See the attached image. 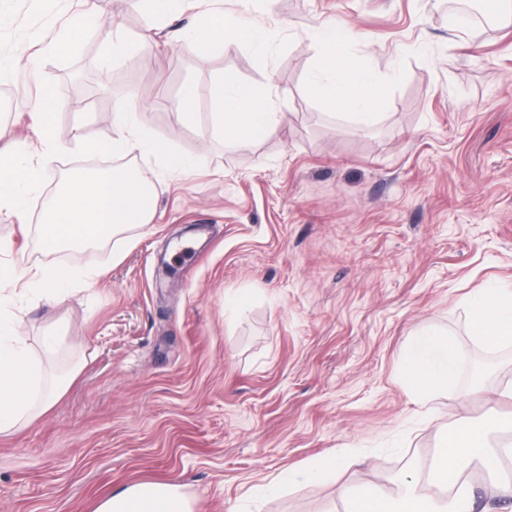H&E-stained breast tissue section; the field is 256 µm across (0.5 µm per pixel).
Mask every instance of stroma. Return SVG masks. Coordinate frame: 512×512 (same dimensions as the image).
<instances>
[{"label": "stroma", "instance_id": "1", "mask_svg": "<svg viewBox=\"0 0 512 512\" xmlns=\"http://www.w3.org/2000/svg\"><path fill=\"white\" fill-rule=\"evenodd\" d=\"M448 0H273L255 23L274 31L267 56L244 46L179 41L137 0H119L68 54H43L86 0H0V148L37 143L24 107L55 82V141L37 193L78 169L75 134L110 135L109 115L135 94L141 117L192 171L128 158L160 195L150 224L73 252L45 253L39 217L0 210V260L98 270L63 302L19 296L34 354L76 371L68 392L0 438V512H92L129 485L176 484L200 512H345L346 490L426 484L440 438L486 412L512 416V343L486 349L469 328L480 288L512 286V20L448 30ZM347 27L352 60L377 75L399 66L384 114L352 123L307 89L310 34ZM123 36L128 51L102 72ZM266 84L283 121L257 140L209 131L169 109L185 83ZM176 271L163 275L162 264ZM448 336L458 377L428 407L402 376L410 336ZM333 448L356 458L303 479Z\"/></svg>", "mask_w": 512, "mask_h": 512}]
</instances>
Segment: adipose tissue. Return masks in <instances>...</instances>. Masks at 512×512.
<instances>
[{
  "label": "adipose tissue",
  "mask_w": 512,
  "mask_h": 512,
  "mask_svg": "<svg viewBox=\"0 0 512 512\" xmlns=\"http://www.w3.org/2000/svg\"><path fill=\"white\" fill-rule=\"evenodd\" d=\"M203 9L180 33L187 43L206 42L222 45L245 43L259 54L265 53L269 40L258 27L253 14L267 7L270 0H241L243 8L227 14L208 7ZM105 11L99 7L71 16L55 39L47 46L50 53L70 52L91 29L101 23ZM311 38L319 57L309 73L310 94L326 109L339 116L355 119L379 116L388 104L386 88L399 76L398 70L378 77L348 58L350 31L340 25L317 27ZM206 95L211 106L210 125L214 136L249 140L274 133L282 122L276 112L272 91L267 86H243L215 78ZM135 97L117 104L111 116L112 134L98 141L95 151L134 156L143 161H162L167 170L185 172L193 159L170 151L138 118ZM89 272L65 267H42L30 276L29 284L38 297L48 302L65 298L73 281L89 279ZM18 278L11 263L0 261V435L10 434L29 419L34 402L50 409L67 391L71 381H57L48 393H41L42 366L36 361L9 315L12 295L5 288ZM471 333L487 347L512 342V290L482 288L470 299ZM461 352L442 334L424 331L406 346L404 376L416 401L428 404L447 391L456 378ZM512 432V422L487 415L476 424L464 423L444 436L433 461L432 478L437 493L423 495L412 487L390 491L380 486L349 495L347 512H474L475 495L463 474L467 468L485 473L488 491L494 497L512 496V474L506 473L503 457L512 456V443L491 445V438ZM94 512H196L195 504L179 486L171 483L140 482L102 497Z\"/></svg>",
  "instance_id": "adipose-tissue-1"
}]
</instances>
